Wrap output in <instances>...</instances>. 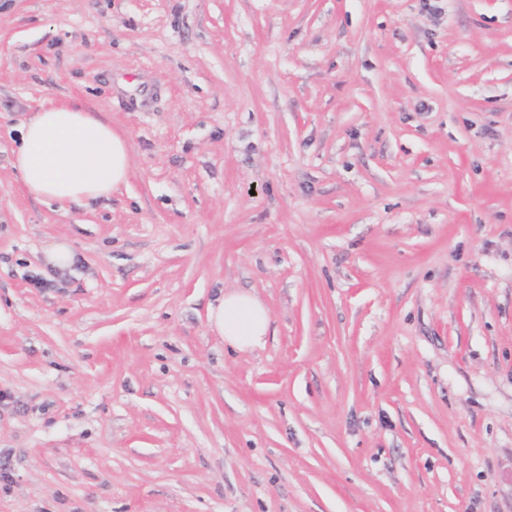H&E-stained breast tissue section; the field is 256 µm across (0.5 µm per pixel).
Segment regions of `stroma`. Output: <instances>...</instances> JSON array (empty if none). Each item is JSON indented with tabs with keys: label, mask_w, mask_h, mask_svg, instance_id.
Wrapping results in <instances>:
<instances>
[{
	"label": "stroma",
	"mask_w": 512,
	"mask_h": 512,
	"mask_svg": "<svg viewBox=\"0 0 512 512\" xmlns=\"http://www.w3.org/2000/svg\"><path fill=\"white\" fill-rule=\"evenodd\" d=\"M73 97L132 173L60 208ZM0 512H512V0H0ZM13 167L26 192L61 208L112 197L127 184V139L75 99L49 103L21 128ZM209 321L224 338L225 344L238 350H253L265 345L269 327L266 306L254 295L226 292L209 310Z\"/></svg>",
	"instance_id": "stroma-1"
}]
</instances>
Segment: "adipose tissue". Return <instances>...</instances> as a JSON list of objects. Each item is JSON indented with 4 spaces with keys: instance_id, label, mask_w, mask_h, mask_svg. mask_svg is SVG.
<instances>
[{
    "instance_id": "adipose-tissue-1",
    "label": "adipose tissue",
    "mask_w": 512,
    "mask_h": 512,
    "mask_svg": "<svg viewBox=\"0 0 512 512\" xmlns=\"http://www.w3.org/2000/svg\"><path fill=\"white\" fill-rule=\"evenodd\" d=\"M13 166L29 195L64 206L111 198L128 181L130 153L124 134L72 99L49 103L23 124ZM209 320L236 350L265 344L269 314L254 295L224 293Z\"/></svg>"
}]
</instances>
